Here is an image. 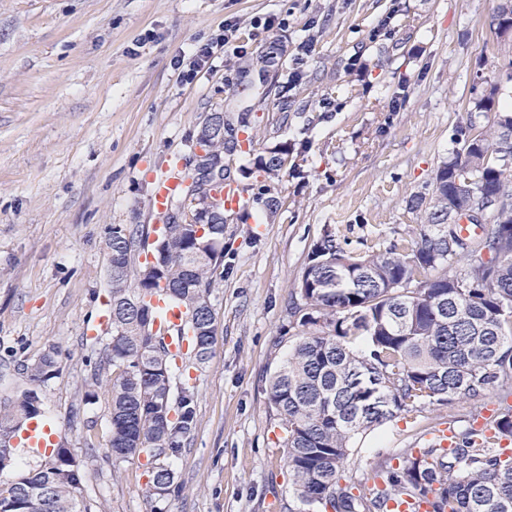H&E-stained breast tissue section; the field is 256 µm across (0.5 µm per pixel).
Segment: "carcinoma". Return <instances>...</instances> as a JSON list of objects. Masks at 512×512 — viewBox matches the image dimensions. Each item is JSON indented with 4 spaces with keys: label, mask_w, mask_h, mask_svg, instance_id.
<instances>
[{
    "label": "carcinoma",
    "mask_w": 512,
    "mask_h": 512,
    "mask_svg": "<svg viewBox=\"0 0 512 512\" xmlns=\"http://www.w3.org/2000/svg\"><path fill=\"white\" fill-rule=\"evenodd\" d=\"M493 25L512 27V3L497 7ZM498 84L473 101L477 112L495 105ZM205 140L210 154L224 150L234 131L224 113ZM473 123L456 128L460 145L433 178L432 195L418 196L423 229L411 248L396 242L359 254L345 251L336 234L316 241L300 285L304 304L292 317L301 335L270 376L265 393L286 433L289 477L297 507L288 512H387L404 495L428 512H512V455L496 449L512 438V406L483 428L468 426L457 447L435 443L402 448L398 464L375 465L378 482L361 488L350 475L354 437L402 412L460 400L478 407L488 395H512V110L470 138ZM273 174L285 165L273 151L258 160ZM500 202L480 233L462 236L449 215L474 198ZM151 231L142 224L112 225L109 240L112 340L98 366H112L111 439L115 459L145 456L149 493L177 488L167 461L178 457L195 424L191 387H173L168 346L153 333L160 293L188 315L187 332L198 361L208 359L216 335L209 294L224 277V252L197 236L194 224L162 225L153 245L156 266L131 276L130 258ZM490 258H482L484 254ZM33 392L56 377L58 351L50 347L25 364ZM42 415L31 396L0 405V450L10 434ZM44 485L38 512H91L81 474L51 465L18 474L0 486V500L19 503L25 490Z\"/></svg>",
    "instance_id": "cac0c4a2"
}]
</instances>
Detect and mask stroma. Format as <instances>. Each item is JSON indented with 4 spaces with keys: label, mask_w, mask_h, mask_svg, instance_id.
Here are the masks:
<instances>
[{
    "label": "stroma",
    "mask_w": 512,
    "mask_h": 512,
    "mask_svg": "<svg viewBox=\"0 0 512 512\" xmlns=\"http://www.w3.org/2000/svg\"><path fill=\"white\" fill-rule=\"evenodd\" d=\"M498 0H0V400L49 346L58 377L42 390L83 475L92 512H287L293 501L284 432L265 394L298 331L288 308L312 245L335 232L346 250L405 244L421 218L454 129L491 123L469 113L472 87L499 84L512 106V64L494 51ZM274 16L271 31L256 20ZM237 27L193 81L176 59ZM279 41L264 92L241 85L245 58ZM312 82L294 84L297 68ZM248 109L249 147L224 153L243 209L224 216L228 274L209 300L216 339L189 358L190 443L170 462L180 485L148 497L147 461L107 457L109 386L92 360L110 343L108 239L116 224L156 222L151 172L188 157L207 118ZM286 152L275 178L260 157ZM280 205L255 196L264 181ZM264 225L256 235L252 225ZM472 409L401 414L354 441L351 467L372 487L379 460L423 446V429Z\"/></svg>",
    "instance_id": "35a3bbf8"
}]
</instances>
